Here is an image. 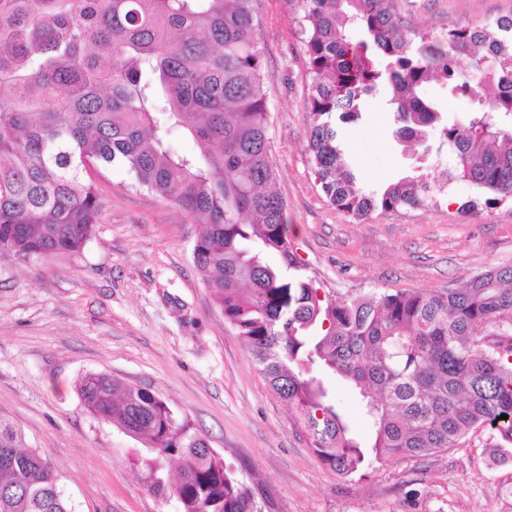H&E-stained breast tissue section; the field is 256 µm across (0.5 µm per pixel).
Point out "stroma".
I'll use <instances>...</instances> for the list:
<instances>
[{
	"mask_svg": "<svg viewBox=\"0 0 512 512\" xmlns=\"http://www.w3.org/2000/svg\"><path fill=\"white\" fill-rule=\"evenodd\" d=\"M252 11L288 236L323 294L456 288L512 264V200L462 212L475 193L464 181L430 210L356 220L331 205L307 151L311 77L299 4L253 0ZM398 11L435 33L511 13L512 0H398ZM391 122L373 104L348 134L372 185L411 166ZM93 180L99 219L80 254L26 262L0 254V414L50 462L73 512H181L139 465L143 444L83 408L75 384L89 372L149 388L188 416L263 512H512V456L487 447L486 429L459 447L375 461L351 477L324 465L194 265L201 218L139 187L121 166L99 168Z\"/></svg>",
	"mask_w": 512,
	"mask_h": 512,
	"instance_id": "35a3bbf8",
	"label": "stroma"
}]
</instances>
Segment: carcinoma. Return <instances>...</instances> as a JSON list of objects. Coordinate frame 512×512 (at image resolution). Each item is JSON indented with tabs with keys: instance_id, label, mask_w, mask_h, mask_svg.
Listing matches in <instances>:
<instances>
[{
	"instance_id": "obj_1",
	"label": "carcinoma",
	"mask_w": 512,
	"mask_h": 512,
	"mask_svg": "<svg viewBox=\"0 0 512 512\" xmlns=\"http://www.w3.org/2000/svg\"><path fill=\"white\" fill-rule=\"evenodd\" d=\"M298 2L307 150L336 209L363 219L430 208L458 180L476 190L463 211L512 199L511 13L410 34L397 0ZM431 81L469 101L466 126L423 95ZM372 101L416 160L378 187L361 180L346 139ZM174 131L201 153L174 151ZM270 152L251 0H0V247L25 261L80 254L100 210L89 170L121 165L206 217L195 264L324 464L351 476L372 459L455 448L487 425L490 447L512 446V265L434 292L323 295L292 250ZM445 153L436 179L429 168ZM326 377L356 391L368 436L352 431ZM77 391L88 412L146 443L154 488L182 512H261L188 417L151 390L92 373ZM164 460L179 466L168 487ZM0 512H72L48 460L2 414Z\"/></svg>"
}]
</instances>
